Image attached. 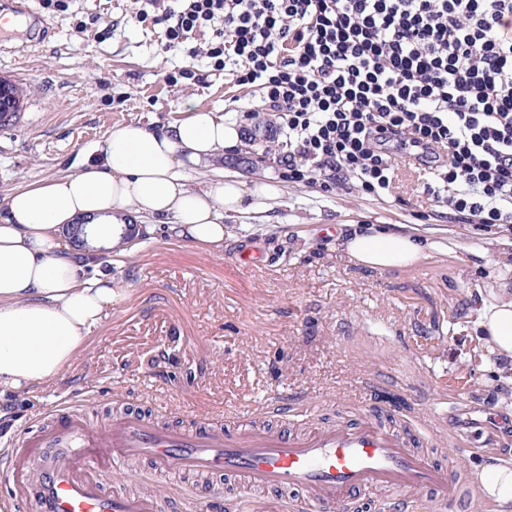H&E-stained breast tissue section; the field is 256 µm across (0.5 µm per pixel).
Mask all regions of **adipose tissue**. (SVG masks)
Masks as SVG:
<instances>
[{
    "label": "adipose tissue",
    "instance_id": "adipose-tissue-1",
    "mask_svg": "<svg viewBox=\"0 0 512 512\" xmlns=\"http://www.w3.org/2000/svg\"><path fill=\"white\" fill-rule=\"evenodd\" d=\"M235 123L190 109L160 131L131 122L101 145L105 162L20 188L0 204V389L54 381L119 295L100 269L98 251L119 245L141 217L173 235L223 248L224 217L264 211L281 196L274 183L237 176L187 184V167H209L236 147ZM86 227L87 245L67 242L66 227ZM345 250L371 269L410 266L434 242L367 227L346 233ZM477 328L491 350L512 364V297L482 300ZM483 496L512 512V465L495 459L479 474Z\"/></svg>",
    "mask_w": 512,
    "mask_h": 512
}]
</instances>
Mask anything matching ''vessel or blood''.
Returning <instances> with one entry per match:
<instances>
[{
    "label": "vessel or blood",
    "mask_w": 512,
    "mask_h": 512,
    "mask_svg": "<svg viewBox=\"0 0 512 512\" xmlns=\"http://www.w3.org/2000/svg\"><path fill=\"white\" fill-rule=\"evenodd\" d=\"M131 456L149 458L162 474H223L254 490L302 491L294 512H359L358 493L378 488H428L443 505L463 496L457 478L375 412L303 434L217 433L165 430L135 413L117 414L100 429L81 410L63 406L0 458V473L16 493L35 489L37 512H164L159 498L104 490L101 468Z\"/></svg>",
    "instance_id": "b4317fda"
}]
</instances>
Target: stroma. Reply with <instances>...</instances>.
Masks as SVG:
<instances>
[{
	"mask_svg": "<svg viewBox=\"0 0 512 512\" xmlns=\"http://www.w3.org/2000/svg\"><path fill=\"white\" fill-rule=\"evenodd\" d=\"M27 27L0 44V77L27 90L19 121L0 127V202L18 188L78 172L112 128L158 129L209 109L251 130L269 115L255 87L162 48L160 27L137 19L140 0H69L66 11L33 0ZM192 66L195 75L167 82ZM288 148L241 143L191 185L243 173L280 184L271 220L244 213L224 221L213 250L156 225L146 243L112 260L119 300L54 382L0 395V446L59 405H80L93 422L129 411L162 428L244 422L304 432L355 421L371 403L407 413L416 447L448 467L458 449L512 461V369L479 336V299L512 291V229L455 221L422 193L428 172L399 160L389 193L280 179ZM351 224L417 234L453 252L417 264L369 270L340 244ZM484 407L465 422L458 400ZM107 489L155 495L164 512H196L223 489L229 512H262L267 494L219 475L156 473L143 457L110 469Z\"/></svg>",
	"mask_w": 512,
	"mask_h": 512,
	"instance_id": "35a3bbf8",
	"label": "stroma"
}]
</instances>
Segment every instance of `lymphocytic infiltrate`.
<instances>
[{
    "instance_id": "f902f5d3",
    "label": "lymphocytic infiltrate",
    "mask_w": 512,
    "mask_h": 512,
    "mask_svg": "<svg viewBox=\"0 0 512 512\" xmlns=\"http://www.w3.org/2000/svg\"><path fill=\"white\" fill-rule=\"evenodd\" d=\"M164 47L211 33L214 70L258 88L283 175L380 195L398 155L466 224H512V0H143Z\"/></svg>"
}]
</instances>
